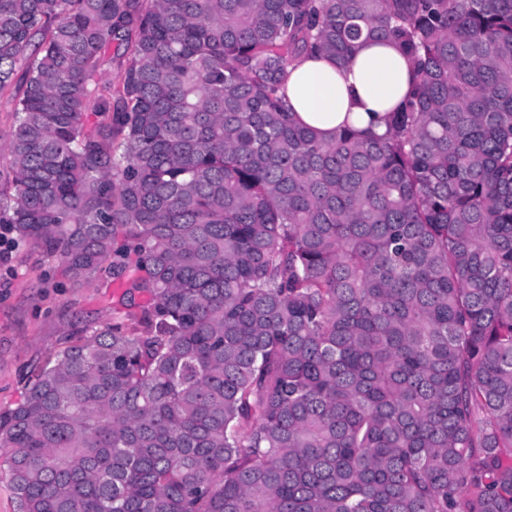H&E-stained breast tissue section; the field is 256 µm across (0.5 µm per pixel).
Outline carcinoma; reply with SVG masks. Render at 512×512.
Returning a JSON list of instances; mask_svg holds the SVG:
<instances>
[{"instance_id":"1","label":"carcinoma","mask_w":512,"mask_h":512,"mask_svg":"<svg viewBox=\"0 0 512 512\" xmlns=\"http://www.w3.org/2000/svg\"><path fill=\"white\" fill-rule=\"evenodd\" d=\"M362 39L417 83L323 139ZM15 84L0 224L150 299L0 411L17 512H512V0H0ZM416 67L391 41H364L343 64L316 55L288 68L284 92L289 112L322 138L344 123L383 135L387 117L413 90Z\"/></svg>"}]
</instances>
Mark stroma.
<instances>
[{"label":"stroma","mask_w":512,"mask_h":512,"mask_svg":"<svg viewBox=\"0 0 512 512\" xmlns=\"http://www.w3.org/2000/svg\"><path fill=\"white\" fill-rule=\"evenodd\" d=\"M128 277L75 283L64 266L19 241L0 264V411L18 403L26 382L55 362L70 339L87 327L114 321L144 329L147 296L126 308L121 294Z\"/></svg>","instance_id":"35a3bbf8"}]
</instances>
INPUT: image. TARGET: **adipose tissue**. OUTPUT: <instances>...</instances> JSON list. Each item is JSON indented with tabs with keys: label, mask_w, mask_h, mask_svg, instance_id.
Segmentation results:
<instances>
[{
	"label": "adipose tissue",
	"mask_w": 512,
	"mask_h": 512,
	"mask_svg": "<svg viewBox=\"0 0 512 512\" xmlns=\"http://www.w3.org/2000/svg\"><path fill=\"white\" fill-rule=\"evenodd\" d=\"M416 74L397 44L367 40L342 65L316 54L305 56L285 78L286 104L325 139L344 124L382 135L389 113L412 91Z\"/></svg>",
	"instance_id": "obj_1"
}]
</instances>
